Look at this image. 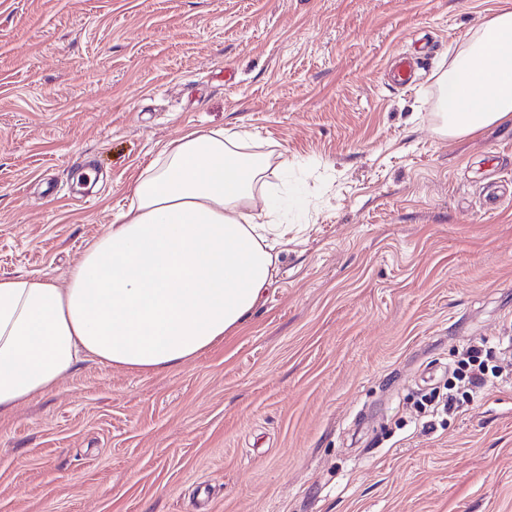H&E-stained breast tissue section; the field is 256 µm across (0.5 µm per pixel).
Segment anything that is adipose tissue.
Masks as SVG:
<instances>
[{
    "label": "adipose tissue",
    "mask_w": 512,
    "mask_h": 512,
    "mask_svg": "<svg viewBox=\"0 0 512 512\" xmlns=\"http://www.w3.org/2000/svg\"><path fill=\"white\" fill-rule=\"evenodd\" d=\"M436 108L451 140L512 124V0L462 44L438 79ZM271 165L245 137L188 132L140 174L118 224L63 284L0 277V415L81 361L157 374L236 332L276 273ZM258 197L262 224L246 211Z\"/></svg>",
    "instance_id": "ef3b65f1"
}]
</instances>
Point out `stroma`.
<instances>
[{
	"label": "stroma",
	"mask_w": 512,
	"mask_h": 512,
	"mask_svg": "<svg viewBox=\"0 0 512 512\" xmlns=\"http://www.w3.org/2000/svg\"><path fill=\"white\" fill-rule=\"evenodd\" d=\"M498 0H0V277H67L139 172L248 133L296 191L265 302L157 375L94 361L0 416V512H512V125L438 136ZM420 58L412 82L392 64ZM504 368L445 426L461 350Z\"/></svg>",
	"instance_id": "1"
}]
</instances>
